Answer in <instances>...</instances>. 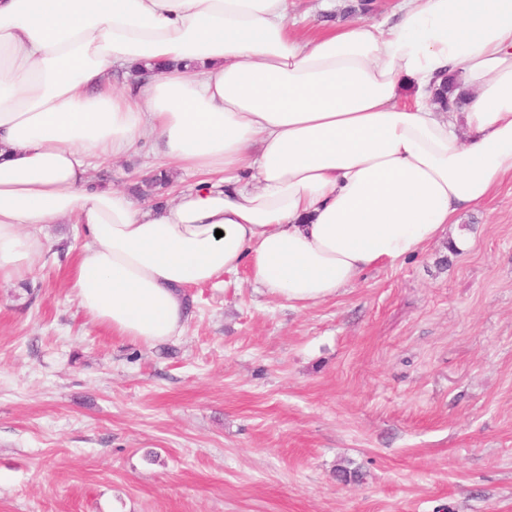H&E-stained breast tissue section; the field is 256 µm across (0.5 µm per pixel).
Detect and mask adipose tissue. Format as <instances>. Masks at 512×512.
I'll return each mask as SVG.
<instances>
[{"label":"adipose tissue","mask_w":512,"mask_h":512,"mask_svg":"<svg viewBox=\"0 0 512 512\" xmlns=\"http://www.w3.org/2000/svg\"><path fill=\"white\" fill-rule=\"evenodd\" d=\"M294 0H0V282L44 225H82L68 281L152 346L185 291L247 267L292 307L417 254L512 181V0H402L395 24L301 39ZM120 64L134 89L105 82ZM456 75L466 100L439 111ZM193 176L144 206L93 177L141 142Z\"/></svg>","instance_id":"ef3b65f1"}]
</instances>
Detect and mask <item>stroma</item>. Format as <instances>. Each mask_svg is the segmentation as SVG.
<instances>
[{
  "mask_svg": "<svg viewBox=\"0 0 512 512\" xmlns=\"http://www.w3.org/2000/svg\"><path fill=\"white\" fill-rule=\"evenodd\" d=\"M295 0L296 34L396 0ZM150 146L96 174L128 196ZM336 297L294 309L247 269L189 288L181 336L93 324L78 224L0 283V512H512V182Z\"/></svg>",
  "mask_w": 512,
  "mask_h": 512,
  "instance_id": "35a3bbf8",
  "label": "stroma"
}]
</instances>
